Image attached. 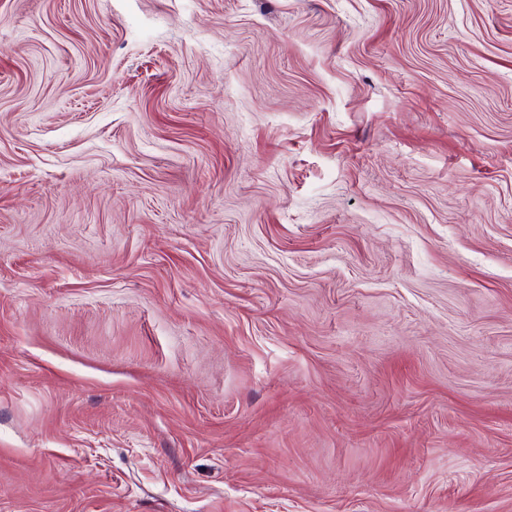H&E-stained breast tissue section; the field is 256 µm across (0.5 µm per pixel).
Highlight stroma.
<instances>
[{"label": "stroma", "instance_id": "1", "mask_svg": "<svg viewBox=\"0 0 512 512\" xmlns=\"http://www.w3.org/2000/svg\"><path fill=\"white\" fill-rule=\"evenodd\" d=\"M0 512H512V0H0Z\"/></svg>", "mask_w": 512, "mask_h": 512}]
</instances>
